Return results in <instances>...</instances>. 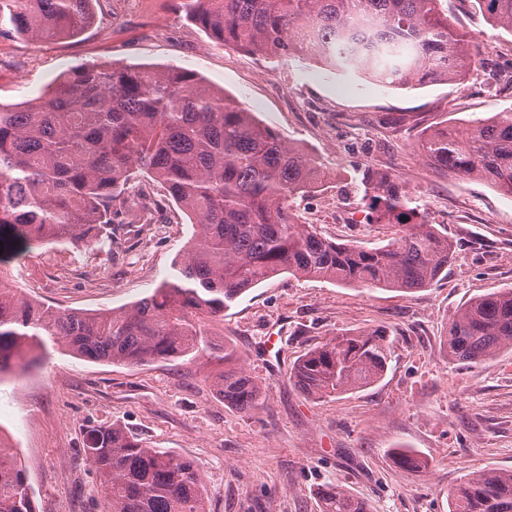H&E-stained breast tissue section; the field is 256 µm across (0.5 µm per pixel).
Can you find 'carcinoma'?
<instances>
[{
	"label": "carcinoma",
	"instance_id": "cac0c4a2",
	"mask_svg": "<svg viewBox=\"0 0 512 512\" xmlns=\"http://www.w3.org/2000/svg\"><path fill=\"white\" fill-rule=\"evenodd\" d=\"M443 0H183L186 16L225 46L279 61L316 62L394 87L467 78L466 34ZM512 33V0H476ZM92 0H0L14 29L50 40L80 32ZM418 147L434 166L477 177L512 195V109L436 128ZM161 185L197 229L175 273L128 309L60 311L0 281V375L61 347L91 361L144 365L214 350L208 323L244 293L288 273L339 286L428 288L448 272V236L412 205L398 177L365 167L374 213L394 223L388 242L331 241L299 223L291 198L325 185L323 164L261 125L241 102L191 70L87 65L20 107L0 104V261L35 244L110 237L126 223L125 186L136 173ZM448 355L477 363L512 352V288L470 299L448 322ZM390 349L382 328L343 332L310 348L289 380L319 400L377 383ZM230 406L250 413L263 392L233 350L214 380ZM104 512H206L202 475L189 458L158 448L119 423L87 428ZM407 471L426 467L397 448ZM449 512H512V470L474 473L449 494ZM320 512H370L336 485ZM0 512H36L24 468L0 447Z\"/></svg>",
	"mask_w": 512,
	"mask_h": 512
}]
</instances>
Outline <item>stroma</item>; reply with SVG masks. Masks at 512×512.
Masks as SVG:
<instances>
[{
	"instance_id": "1",
	"label": "stroma",
	"mask_w": 512,
	"mask_h": 512,
	"mask_svg": "<svg viewBox=\"0 0 512 512\" xmlns=\"http://www.w3.org/2000/svg\"><path fill=\"white\" fill-rule=\"evenodd\" d=\"M182 0H94V23L73 38L36 41L0 19V103H25L67 73L116 63L178 66L235 96L255 118L323 163L332 180L297 197L301 223L323 237L382 245L393 232L363 198L365 166L388 169L455 246L445 278L411 293L283 274L239 298L209 325L213 354L128 366L63 349L0 375V432L26 470L36 512H101L99 478L83 452L87 427L117 422L191 458L208 512H320L317 493L342 485L371 512H449L469 474L512 470V353L476 364L443 345L450 317L473 297L512 288V196L434 168L418 148L428 126L491 117L512 107L497 83L499 49L476 0H445L477 62L465 84L396 89L309 62H266L209 39ZM145 176L126 194L131 223L107 244H48L0 263V280L63 309L130 306L174 272L194 227ZM148 223H141V216ZM386 329L392 357L374 386L325 400L288 380L298 357L348 330ZM234 347L265 402L244 413L214 387L224 346ZM417 450L426 469L397 468L392 448Z\"/></svg>"
}]
</instances>
